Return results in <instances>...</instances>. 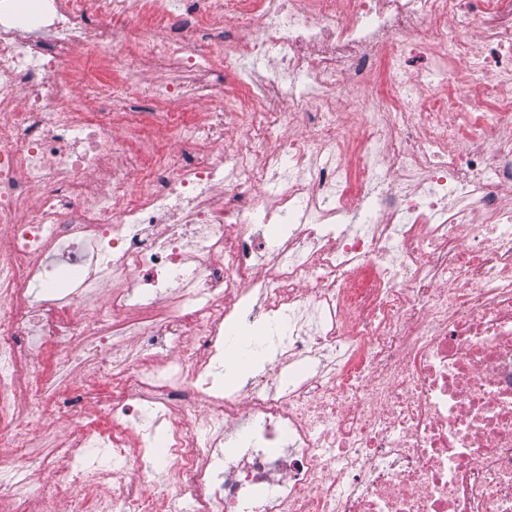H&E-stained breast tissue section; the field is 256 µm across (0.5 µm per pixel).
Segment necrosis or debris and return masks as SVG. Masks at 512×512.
Returning a JSON list of instances; mask_svg holds the SVG:
<instances>
[{
  "label": "necrosis or debris",
  "mask_w": 512,
  "mask_h": 512,
  "mask_svg": "<svg viewBox=\"0 0 512 512\" xmlns=\"http://www.w3.org/2000/svg\"><path fill=\"white\" fill-rule=\"evenodd\" d=\"M382 64L389 95L351 110L337 86ZM141 66L185 76L145 115L125 109ZM475 71L496 108L434 89ZM508 194L512 0H0V417L11 448L81 422L61 480L36 491L15 457L0 487L23 512H159L127 466L160 436L195 512H512ZM257 323L278 364L225 390L213 364ZM128 329L141 353L103 364L107 392L21 371L22 337ZM138 405L150 426L128 427ZM91 446L106 464L71 478Z\"/></svg>",
  "instance_id": "necrosis-or-debris-1"
}]
</instances>
